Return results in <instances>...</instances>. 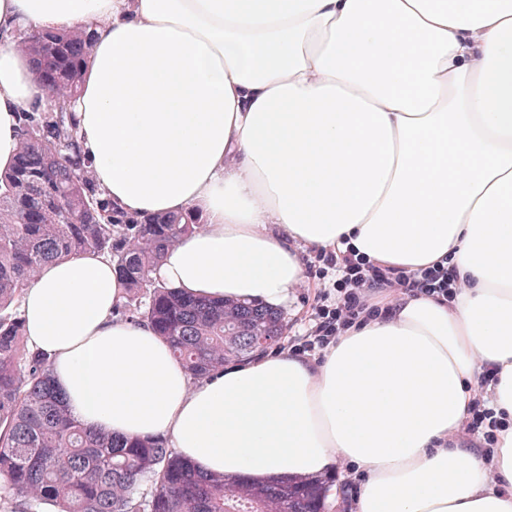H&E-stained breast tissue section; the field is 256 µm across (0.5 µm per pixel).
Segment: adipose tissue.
Masks as SVG:
<instances>
[{
	"mask_svg": "<svg viewBox=\"0 0 512 512\" xmlns=\"http://www.w3.org/2000/svg\"><path fill=\"white\" fill-rule=\"evenodd\" d=\"M69 28L93 35L73 109L100 191L207 220L167 252V286L277 307L304 251L344 242L459 277L445 302L389 298L320 361L286 349L193 381L114 317L109 259H60L20 313L72 414L166 436L207 474L351 464L356 512H512V0H0V172L18 114L48 100L18 39ZM480 399L492 448L466 433Z\"/></svg>",
	"mask_w": 512,
	"mask_h": 512,
	"instance_id": "obj_1",
	"label": "adipose tissue"
}]
</instances>
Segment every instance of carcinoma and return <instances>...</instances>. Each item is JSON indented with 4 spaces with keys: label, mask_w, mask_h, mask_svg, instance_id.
I'll use <instances>...</instances> for the list:
<instances>
[{
    "label": "carcinoma",
    "mask_w": 512,
    "mask_h": 512,
    "mask_svg": "<svg viewBox=\"0 0 512 512\" xmlns=\"http://www.w3.org/2000/svg\"><path fill=\"white\" fill-rule=\"evenodd\" d=\"M91 34L33 33L19 42L55 93L80 92ZM14 164L0 174V512H323L326 478L260 484L208 476L162 437L91 431L56 388L51 362L26 342L25 288L46 264L97 252L122 282L115 312L148 323L195 381L280 343L282 312L250 301L188 295L154 271L167 251L200 228L188 208L139 216L104 199L80 154L75 113L47 101L20 117Z\"/></svg>",
    "instance_id": "cac0c4a2"
}]
</instances>
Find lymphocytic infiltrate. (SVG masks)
Returning a JSON list of instances; mask_svg holds the SVG:
<instances>
[{"label": "lymphocytic infiltrate", "mask_w": 512, "mask_h": 512, "mask_svg": "<svg viewBox=\"0 0 512 512\" xmlns=\"http://www.w3.org/2000/svg\"><path fill=\"white\" fill-rule=\"evenodd\" d=\"M309 267L319 276H332L333 296L318 301L309 334L297 340L296 351L305 355L325 350L343 327L370 318H384L388 309L375 299L380 289L445 299L451 297L458 286L456 271L442 263L410 275L371 262L355 251L335 247L317 252Z\"/></svg>", "instance_id": "obj_1"}]
</instances>
